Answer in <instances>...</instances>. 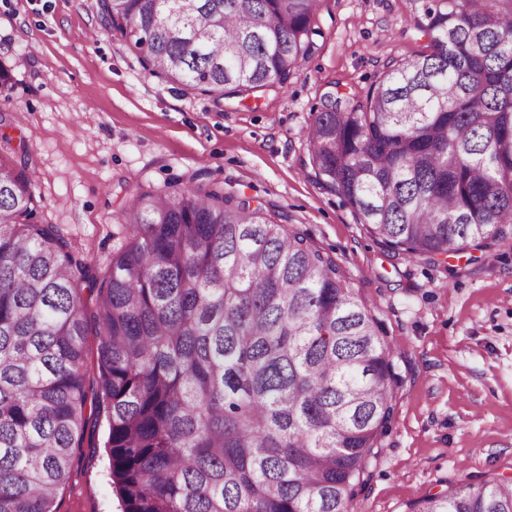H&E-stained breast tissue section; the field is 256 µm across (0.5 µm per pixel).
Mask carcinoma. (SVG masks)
Returning <instances> with one entry per match:
<instances>
[{
	"label": "carcinoma",
	"mask_w": 512,
	"mask_h": 512,
	"mask_svg": "<svg viewBox=\"0 0 512 512\" xmlns=\"http://www.w3.org/2000/svg\"><path fill=\"white\" fill-rule=\"evenodd\" d=\"M321 0H98L186 90L247 98L305 58ZM432 52L321 101L317 183L409 259L512 232V0H420ZM0 154V512H55L105 419L120 512H351L393 417L381 323L336 262L217 187L142 193L99 280ZM97 377L86 384L88 329ZM420 512H512L467 484Z\"/></svg>",
	"instance_id": "carcinoma-1"
}]
</instances>
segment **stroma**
Here are the masks:
<instances>
[{
  "label": "stroma",
  "mask_w": 512,
  "mask_h": 512,
  "mask_svg": "<svg viewBox=\"0 0 512 512\" xmlns=\"http://www.w3.org/2000/svg\"><path fill=\"white\" fill-rule=\"evenodd\" d=\"M413 0H322L317 35L285 83L258 96L185 92L146 69L97 0H0L1 129L27 148L35 220L104 275L129 241L120 210L189 182L271 208L343 270L377 318L397 373L394 413L351 512H418L468 483L512 484V236L433 265L370 235L309 164L324 94L361 99L395 60L430 53ZM104 451L82 455L57 512H118Z\"/></svg>",
  "instance_id": "35a3bbf8"
}]
</instances>
